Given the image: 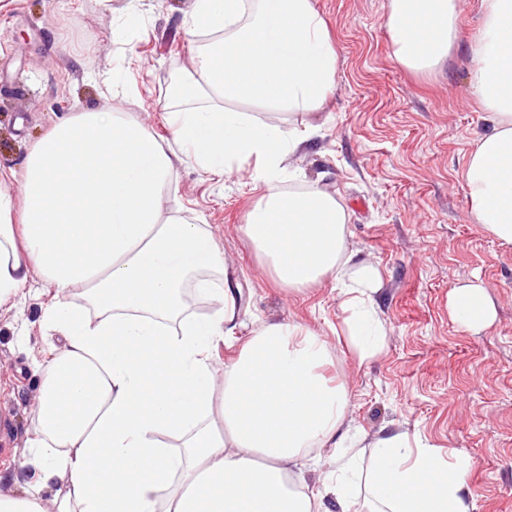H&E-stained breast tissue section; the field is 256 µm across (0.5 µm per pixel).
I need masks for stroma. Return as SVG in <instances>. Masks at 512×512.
<instances>
[{
    "mask_svg": "<svg viewBox=\"0 0 512 512\" xmlns=\"http://www.w3.org/2000/svg\"><path fill=\"white\" fill-rule=\"evenodd\" d=\"M340 62L323 111L259 121L312 130L290 162L293 188L334 193L347 213L348 247L374 263L388 329L384 349L360 359L342 334L332 283L288 292L272 280L239 231L261 197L251 165L219 178L185 161L169 186L172 205L208 225L236 283L237 327L215 342L232 361L261 323H301L324 334L326 374L345 383L348 416L367 436L418 434L445 457L467 459L472 512H512V245L473 223L464 179L484 128L470 83L467 42L478 0H460L464 27L433 73L398 66L386 0H313ZM192 0H0V171L20 169L30 143L62 116L111 108L133 112L160 140L171 138L164 104L198 42L187 26ZM479 279L491 325L458 323L452 287ZM53 290L32 274L0 305V494L33 482L26 441L37 428V363L63 343L42 312Z\"/></svg>",
    "mask_w": 512,
    "mask_h": 512,
    "instance_id": "35a3bbf8",
    "label": "stroma"
}]
</instances>
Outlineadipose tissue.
I'll use <instances>...</instances> for the list:
<instances>
[{"label":"adipose tissue","instance_id":"obj_1","mask_svg":"<svg viewBox=\"0 0 512 512\" xmlns=\"http://www.w3.org/2000/svg\"><path fill=\"white\" fill-rule=\"evenodd\" d=\"M458 3L387 0L396 62L439 68L463 25ZM479 10L468 51L485 129L465 180L473 222L512 244V0H479ZM188 26L201 42L192 93L167 107L172 144L131 112H74L0 176V301L39 270L55 292L43 321L64 339L39 367L27 458L37 480L0 494V512H328L330 502L337 512H471L469 461H448L404 431L354 433L346 387L325 377L327 343L308 326L260 324L215 369L211 347L237 316L230 283L218 279L224 253L206 225L163 211L187 158L216 175L252 163L262 196L240 230L274 282L299 292L332 281L361 357L387 333L380 272L348 249L336 198L283 186L284 162L306 137L241 110L323 109L339 56L313 0H194ZM189 288L214 302L211 316L182 321ZM78 289L96 319L71 303ZM449 306L461 324L492 321L479 283L454 287ZM309 448L335 449L331 469ZM367 456L374 477L361 484ZM309 468L321 473L313 486Z\"/></svg>","mask_w":512,"mask_h":512}]
</instances>
